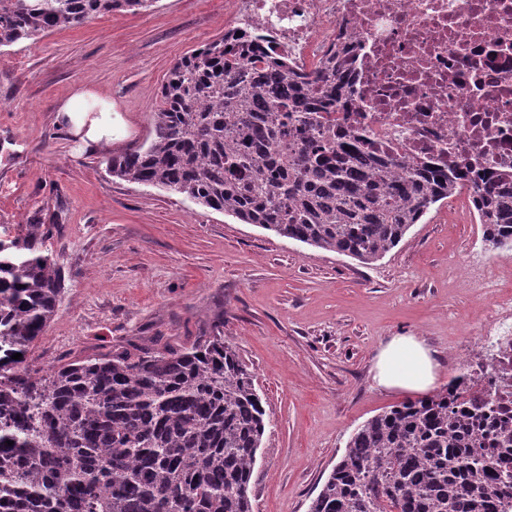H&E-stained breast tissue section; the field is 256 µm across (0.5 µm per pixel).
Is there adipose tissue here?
I'll return each instance as SVG.
<instances>
[{
    "instance_id": "1",
    "label": "adipose tissue",
    "mask_w": 512,
    "mask_h": 512,
    "mask_svg": "<svg viewBox=\"0 0 512 512\" xmlns=\"http://www.w3.org/2000/svg\"><path fill=\"white\" fill-rule=\"evenodd\" d=\"M58 125L81 146L102 150L112 145V105L98 103L93 87L79 84L57 109ZM439 370L430 348L416 336L392 337L380 349L374 381L378 387L423 394L439 383Z\"/></svg>"
}]
</instances>
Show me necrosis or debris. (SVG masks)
<instances>
[{"mask_svg": "<svg viewBox=\"0 0 512 512\" xmlns=\"http://www.w3.org/2000/svg\"><path fill=\"white\" fill-rule=\"evenodd\" d=\"M230 30L307 73L343 52L352 85L338 126L398 165H459L512 180V0H225ZM471 363L473 396L512 423V342Z\"/></svg>", "mask_w": 512, "mask_h": 512, "instance_id": "4bbe7bcc", "label": "necrosis or debris"}]
</instances>
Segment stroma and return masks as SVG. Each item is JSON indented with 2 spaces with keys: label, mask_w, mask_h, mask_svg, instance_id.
I'll use <instances>...</instances> for the list:
<instances>
[{
  "label": "stroma",
  "mask_w": 512,
  "mask_h": 512,
  "mask_svg": "<svg viewBox=\"0 0 512 512\" xmlns=\"http://www.w3.org/2000/svg\"><path fill=\"white\" fill-rule=\"evenodd\" d=\"M224 34V0H157L0 48V233L34 212L55 230L62 303L30 361L118 345L192 343L224 322L270 423L251 481L254 512H308L353 431L406 400L375 388L391 337H421L442 382L481 353L512 252L488 250L467 196L438 204L384 258L364 264L280 237L166 190L113 177L76 150L56 107L76 84L111 101L110 153L149 140L171 65ZM488 267L493 287L469 279Z\"/></svg>",
  "instance_id": "35a3bbf8"
}]
</instances>
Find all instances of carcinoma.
Returning a JSON list of instances; mask_svg holds the SVG:
<instances>
[{
	"mask_svg": "<svg viewBox=\"0 0 512 512\" xmlns=\"http://www.w3.org/2000/svg\"><path fill=\"white\" fill-rule=\"evenodd\" d=\"M156 2L0 0V48ZM231 40L169 69L151 140L105 158L112 176L365 264L465 187L483 241L512 251V181L396 169L336 133L330 114L351 95L343 57L299 74L278 56L251 62ZM52 228L37 217L0 239V512H253L266 411L223 324L188 347L131 344L46 369L28 361L65 290L46 248ZM466 379L358 427L309 512H512V465L486 453L472 426L495 400H448Z\"/></svg>",
	"mask_w": 512,
	"mask_h": 512,
	"instance_id": "1",
	"label": "carcinoma"
}]
</instances>
